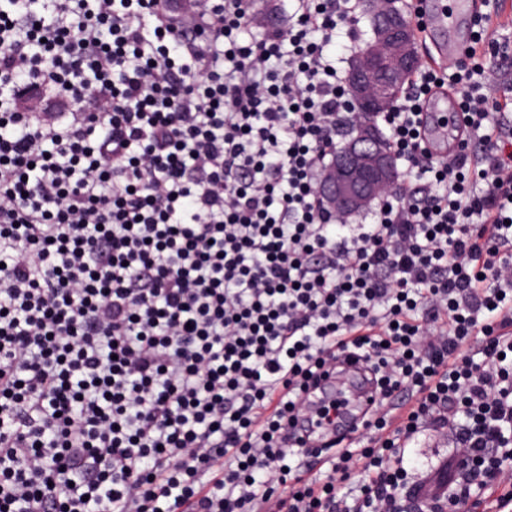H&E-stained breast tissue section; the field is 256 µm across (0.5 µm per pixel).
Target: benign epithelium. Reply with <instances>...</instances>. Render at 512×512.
Here are the masks:
<instances>
[{"label":"benign epithelium","instance_id":"1","mask_svg":"<svg viewBox=\"0 0 512 512\" xmlns=\"http://www.w3.org/2000/svg\"><path fill=\"white\" fill-rule=\"evenodd\" d=\"M372 21L373 37L351 62L348 92L361 111L379 115L392 109L421 63L399 0H360ZM399 178L396 154L377 125L363 121L336 149L320 192L328 209L344 218L370 206Z\"/></svg>","mask_w":512,"mask_h":512}]
</instances>
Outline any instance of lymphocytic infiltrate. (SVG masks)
Instances as JSON below:
<instances>
[{"mask_svg":"<svg viewBox=\"0 0 512 512\" xmlns=\"http://www.w3.org/2000/svg\"><path fill=\"white\" fill-rule=\"evenodd\" d=\"M39 2L0 0V512H408L425 431L469 451L431 512L512 507V41L416 71L380 116L402 176L340 224L357 0L272 30L253 0ZM342 355L378 442L287 443ZM427 112L428 122L426 128V143L428 147L436 153H445L447 151V127L445 120L448 112V130L452 126L451 120L455 121L457 138L452 147H456V141L461 137L463 131V122L459 115L456 98L447 100L434 97L430 102Z\"/></svg>","mask_w":512,"mask_h":512,"instance_id":"1","label":"lymphocytic infiltrate"}]
</instances>
